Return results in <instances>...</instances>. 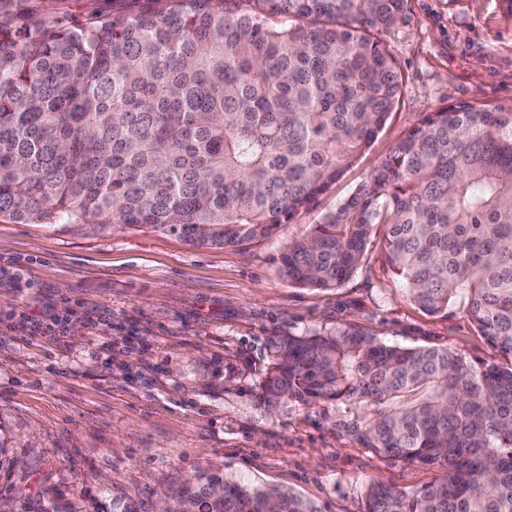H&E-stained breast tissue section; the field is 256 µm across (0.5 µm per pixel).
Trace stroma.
Instances as JSON below:
<instances>
[{
	"label": "stroma",
	"instance_id": "stroma-1",
	"mask_svg": "<svg viewBox=\"0 0 512 512\" xmlns=\"http://www.w3.org/2000/svg\"><path fill=\"white\" fill-rule=\"evenodd\" d=\"M380 40L403 73L371 146L308 210L270 238L200 248L150 227L0 222V440L16 462L0 501L82 512L116 488L139 512H165L202 468L274 485L322 512H363L370 483L410 491L443 474L377 456L336 429L331 406L268 410L257 385L270 342L356 325L400 346L450 349L512 365L464 308L424 314L379 247L342 286L299 288L279 273L290 241L336 210L392 146L449 104L512 108V0H405ZM66 313L54 336L27 314Z\"/></svg>",
	"mask_w": 512,
	"mask_h": 512
}]
</instances>
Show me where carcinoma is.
<instances>
[{
    "instance_id": "cac0c4a2",
    "label": "carcinoma",
    "mask_w": 512,
    "mask_h": 512,
    "mask_svg": "<svg viewBox=\"0 0 512 512\" xmlns=\"http://www.w3.org/2000/svg\"><path fill=\"white\" fill-rule=\"evenodd\" d=\"M405 0H102L81 18L0 0V221L150 226L192 245L268 238L326 193L398 102L378 33ZM382 235L432 317L468 310L512 357V111L451 104L406 132L345 202L288 243L282 278L344 284ZM271 408H336L377 455L439 464L365 512H512V366L337 327L274 345ZM167 512H321L278 487L201 473ZM93 512H138L101 491Z\"/></svg>"
}]
</instances>
